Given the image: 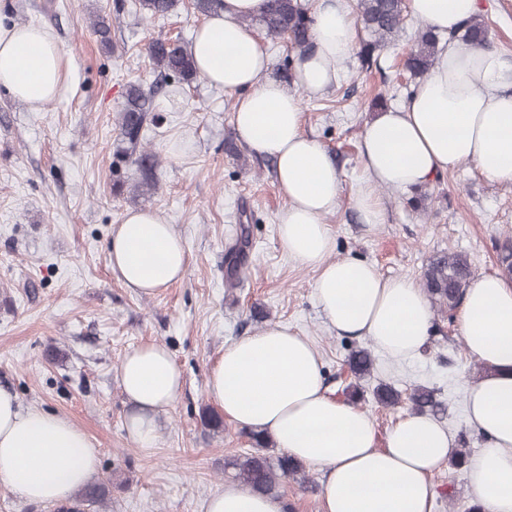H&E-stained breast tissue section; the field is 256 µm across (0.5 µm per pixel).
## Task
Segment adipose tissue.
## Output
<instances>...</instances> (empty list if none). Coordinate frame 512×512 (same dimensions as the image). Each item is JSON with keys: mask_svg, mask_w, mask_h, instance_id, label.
Returning <instances> with one entry per match:
<instances>
[{"mask_svg": "<svg viewBox=\"0 0 512 512\" xmlns=\"http://www.w3.org/2000/svg\"><path fill=\"white\" fill-rule=\"evenodd\" d=\"M266 0H223L188 46L207 84L235 94L234 131L256 154L272 158L287 200L278 240L300 267L313 270V294L336 333L369 339L387 359L404 362L426 347L433 310L419 285L383 277L356 258L333 259L335 238L324 217L339 206L340 173L328 150L303 131L296 88L311 95L336 82L356 47L351 0H318L313 49L292 61V83L270 78L271 58L248 26ZM411 14L442 34L475 18L480 0H408ZM64 55L47 29L0 23V88L39 107L53 100ZM366 173L352 196L363 221L380 224V189L410 191L464 163L484 178L512 184V62L483 48L449 45L404 105L368 123L360 144ZM107 259L130 290L152 295L181 280L184 240L156 212L130 211L112 230ZM459 329L484 375L465 387L469 427L483 439L468 464L471 494L483 512H512V280L478 277L467 289ZM131 406L128 436L150 445L158 417L176 402L181 369L168 349L148 342L119 367ZM207 396L238 428L271 437L289 457L325 472V512H432V474L454 454L448 430L427 414H408L386 434L353 403L330 395L322 359L310 341L270 324L225 346L212 365ZM99 453L67 417L22 410L0 390V484L36 503L71 498L98 469ZM201 512H282L280 503L235 481L207 497Z\"/></svg>", "mask_w": 512, "mask_h": 512, "instance_id": "obj_1", "label": "adipose tissue"}]
</instances>
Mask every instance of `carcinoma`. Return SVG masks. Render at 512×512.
<instances>
[{"instance_id": "1", "label": "carcinoma", "mask_w": 512, "mask_h": 512, "mask_svg": "<svg viewBox=\"0 0 512 512\" xmlns=\"http://www.w3.org/2000/svg\"><path fill=\"white\" fill-rule=\"evenodd\" d=\"M177 0H141L144 13L164 16L176 6ZM267 11L256 23L271 38H285L295 54L310 49L311 12L302 0H268ZM358 22L367 32V40L359 57L362 66H380V51L395 43L405 29L406 0H356ZM459 38L471 46H483L488 40V31L480 20H471L451 39ZM444 36L427 26L418 29L413 45L405 59V67L416 75L430 72ZM147 54L156 67L164 73H173L189 81L197 74L195 61L177 41L156 39L147 47ZM151 99L138 85L127 90L126 103L120 113L121 134L128 144L127 156L138 165L144 176H149L156 165V155L143 146L144 128L150 112ZM498 262L501 269L512 275V239L507 237L498 244ZM472 279V268L468 259L459 254H443L435 257L423 274V287L432 304L441 309L454 310L461 302ZM351 373L365 377L373 369L372 354L360 349L348 359ZM411 408L416 413L436 414L439 403L433 392L415 388L410 394ZM254 448L251 452L234 458L230 465L235 478L253 491L278 497L280 481L295 476L301 469L300 462L289 456L271 459L262 453L267 447L266 437L251 433Z\"/></svg>"}]
</instances>
